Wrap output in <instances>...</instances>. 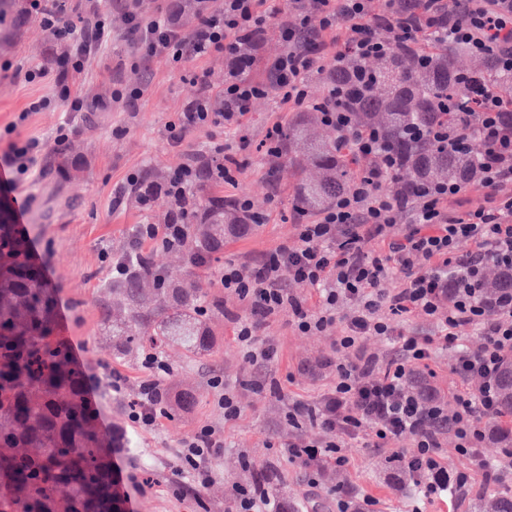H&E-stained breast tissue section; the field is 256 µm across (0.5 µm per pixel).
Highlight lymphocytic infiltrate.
<instances>
[{
    "mask_svg": "<svg viewBox=\"0 0 512 512\" xmlns=\"http://www.w3.org/2000/svg\"><path fill=\"white\" fill-rule=\"evenodd\" d=\"M68 3L27 0V15L52 41L70 43L71 49L59 68L30 67L24 79L53 81L58 96L70 101L74 111L85 108L76 83L108 42L117 20L136 35L140 64L156 59L170 64L189 58L224 59L222 89L211 88L207 69L194 72L192 82L199 93L169 122L171 144L183 145L192 132L208 128L238 132L252 102L273 92L288 107L317 108L322 123L341 134L343 144L355 155L374 159L373 170L337 196L316 220L296 225L293 242L263 254L250 272L242 265L225 263L219 285L247 302L250 313L238 326L237 340L245 358L262 365L271 364L278 353L273 340L259 337L268 318L287 312L300 332L317 334L335 323L339 300L356 304L343 336L336 339L335 385L317 405L300 401L288 412L292 424L309 417L323 431L324 440L282 445L279 454L308 469L325 458L342 468L348 463L344 453L348 439L363 432L368 447L376 450L410 441L406 462L420 476L423 498L441 496L452 485L467 487L470 473L461 472L456 480H449L440 461V440L453 434L459 454L476 453L486 437L485 420L500 415L494 380L501 361L512 355V291L490 302L479 297L487 263L512 270V134L500 124L501 101L493 92L484 94L478 137L469 134L466 118L434 134L460 152L480 141L478 184L497 199L494 207L456 217L449 207L459 200L462 184L430 183L407 197L381 189V178L393 168L395 157L383 149L379 132L353 131L348 112L315 103L308 94L307 78L326 59L337 63L350 55L382 58L398 48L417 53L422 24L430 19L447 22L450 42L512 71V0H484L477 9L471 0H385V11L378 19L372 16L373 0H290L294 21L274 26L263 8L265 0H223L217 8L210 0H197L199 23L189 35L183 32L177 13L151 17L139 10L136 0H129L116 19L102 11L97 0H90L87 10L92 20L79 34L61 20ZM271 27L286 50L270 64L262 81L248 74L253 58L244 49L245 38ZM50 106V99L32 100L5 127L9 141L0 156L5 165L0 193L16 192L36 180L45 146L34 137L19 138L17 132L33 113ZM206 171L214 182L233 184L242 165L228 153L226 144L215 142L204 163L189 159L170 169L162 183H146L137 173L128 176L143 203H150L160 192L172 202L167 223L136 226L131 249L141 262H148L149 250L183 246L186 192ZM402 222L407 223V232L393 235V227ZM292 281L318 291L319 311L309 310L289 292ZM416 311L435 319L439 338L396 334L390 315ZM465 327L481 330L484 343L476 351L460 350L455 369L463 377L481 379L478 395L455 393L442 404L417 394L413 376L430 359L435 341L454 343ZM374 337L390 344L386 359L365 351L364 341ZM142 365L150 378L140 384L128 419L135 427L148 429L165 414L160 376L168 367L153 353L145 355ZM223 450V432L210 426L182 442L179 456L191 467L198 487L211 480L206 461Z\"/></svg>",
    "mask_w": 512,
    "mask_h": 512,
    "instance_id": "f902f5d3",
    "label": "lymphocytic infiltrate"
}]
</instances>
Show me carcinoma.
<instances>
[{
  "label": "carcinoma",
  "instance_id": "obj_1",
  "mask_svg": "<svg viewBox=\"0 0 512 512\" xmlns=\"http://www.w3.org/2000/svg\"><path fill=\"white\" fill-rule=\"evenodd\" d=\"M456 45L426 47L421 60L399 52L380 60L347 58L321 77L336 89V105L350 112L356 129L373 128L399 164L388 185L406 191L424 182L474 183L478 153L458 154L431 138L440 124L460 112L477 111L486 91L498 90L501 124L512 130V71L489 58L465 69ZM371 74L361 85L357 78ZM308 109L282 129L280 159L294 173V210L319 212L368 169L337 137L313 131ZM186 255L209 258L224 249V234L239 223L224 198L185 199ZM0 512H124L113 477L112 455L125 443L122 430L106 436L86 397L87 373L70 359L55 335L53 288L36 265L24 232L0 211ZM124 259L132 274L109 285L112 304L104 325L118 358L132 348L177 345L203 358L215 344L211 319L202 313L224 303L183 285L147 288L157 282L135 253ZM512 289V272L494 270L482 295ZM501 410L512 415V359L498 373ZM168 406L188 410L197 401L190 389L166 390ZM476 512H512V491L481 496Z\"/></svg>",
  "mask_w": 512,
  "mask_h": 512
}]
</instances>
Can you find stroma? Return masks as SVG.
Returning a JSON list of instances; mask_svg holds the SVG:
<instances>
[{"label": "stroma", "mask_w": 512, "mask_h": 512, "mask_svg": "<svg viewBox=\"0 0 512 512\" xmlns=\"http://www.w3.org/2000/svg\"><path fill=\"white\" fill-rule=\"evenodd\" d=\"M25 6V0H10L11 21L0 25V130L30 100L53 98L50 110L32 114L20 130L21 136L49 144L45 170L28 188L33 201L22 229L54 289L57 334L66 341L72 362L90 377L87 398L99 410L101 431L108 435L118 426L132 441L131 447L113 456L126 512H233L236 488L252 483L266 468L273 472L269 487L274 495L297 504L300 512H334L340 484L351 487L354 498L372 497L373 512H410L415 505L422 512H469L457 494L422 500L417 490L399 487L388 453L366 448L361 438L351 440L346 467L339 470L330 463L313 475L271 447L275 441L308 444L323 439V432L310 424L289 425L288 406L296 400L316 401L331 384L325 361L343 326L338 323L328 333L305 335L296 330L289 314L269 318L262 334L277 343L279 356L266 374L279 381L280 390L255 393L249 386L255 369L235 335L239 321L248 314L247 305L220 288L218 279L224 262L251 265L293 237V173L279 161L268 159L261 144L272 124L295 119L296 111L271 94L252 103L239 134L205 129L191 134L183 146L172 147L167 126L197 93L191 82L193 73L207 68L211 85L221 88L224 61L189 59L170 65L157 60L147 72L139 73L131 68L135 38L120 29L81 83L84 111H71L68 102L56 99L52 83H28L13 75V65H46L52 56L63 53L34 19L25 16ZM142 80L147 91L137 108L113 101V85ZM63 125L72 127L73 136L69 148L59 152L51 142ZM242 139L248 146L238 154L245 168L236 184H215L210 191L228 199L248 197L257 210L267 213L268 220L249 225L239 235L226 236L223 250L203 267H190L172 252L153 253L154 266L169 281L223 298L224 311L212 319L216 346L211 356L194 359L175 348L161 352L170 367L165 386L197 392L194 409L170 413L149 430L135 428L127 418V406L136 399L144 377L143 356L135 353L120 360L112 356V342L102 324V308L110 298L107 267L128 250L133 227L165 223L170 204L159 195L144 206L135 202L134 192L120 197L116 188L133 172L148 181L164 179L169 169L188 155L206 150L210 141L235 145ZM454 358V349H437L426 376L443 400L452 392L474 395L479 391L473 379H462L454 372ZM116 376L125 381L118 393L111 387ZM228 387L240 409L238 419L229 423L219 403ZM205 425L222 430L226 447L210 460L211 481L199 490L191 475L181 471L178 452L181 442ZM312 477L317 480L313 491L307 487Z\"/></svg>", "instance_id": "35a3bbf8"}]
</instances>
